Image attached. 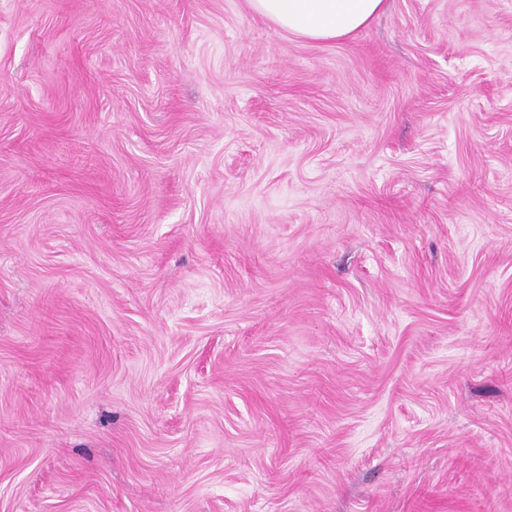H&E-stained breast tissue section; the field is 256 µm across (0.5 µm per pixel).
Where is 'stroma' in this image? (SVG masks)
I'll use <instances>...</instances> for the list:
<instances>
[{
	"instance_id": "35a3bbf8",
	"label": "stroma",
	"mask_w": 512,
	"mask_h": 512,
	"mask_svg": "<svg viewBox=\"0 0 512 512\" xmlns=\"http://www.w3.org/2000/svg\"><path fill=\"white\" fill-rule=\"evenodd\" d=\"M0 512H512V0H0ZM257 15L303 40L336 42L367 27L387 0H248Z\"/></svg>"
}]
</instances>
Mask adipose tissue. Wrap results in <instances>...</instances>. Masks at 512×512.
<instances>
[{"label":"adipose tissue","mask_w":512,"mask_h":512,"mask_svg":"<svg viewBox=\"0 0 512 512\" xmlns=\"http://www.w3.org/2000/svg\"><path fill=\"white\" fill-rule=\"evenodd\" d=\"M257 15L303 40L335 42L367 27L387 0H248Z\"/></svg>","instance_id":"obj_1"}]
</instances>
